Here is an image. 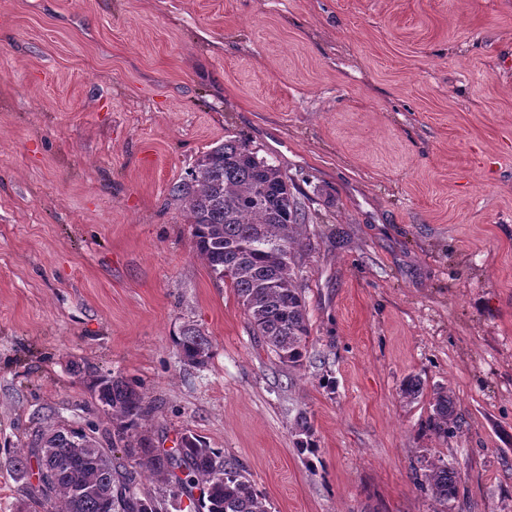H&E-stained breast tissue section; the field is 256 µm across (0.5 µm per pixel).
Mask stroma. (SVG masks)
I'll return each mask as SVG.
<instances>
[{
    "mask_svg": "<svg viewBox=\"0 0 512 512\" xmlns=\"http://www.w3.org/2000/svg\"><path fill=\"white\" fill-rule=\"evenodd\" d=\"M228 136L309 213L295 370L170 194ZM86 369L138 383L155 446L238 460L269 512H433L417 477L442 462L448 512H512V0H0V512H46L4 449L111 429ZM178 346L180 355L187 360L185 362L194 367H206L212 357L209 340L195 328H186L182 331ZM433 414L430 426L435 435L448 438V434L456 429L458 420L455 413V402L448 392L437 391L433 398Z\"/></svg>",
    "mask_w": 512,
    "mask_h": 512,
    "instance_id": "stroma-1",
    "label": "stroma"
}]
</instances>
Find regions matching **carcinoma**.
I'll return each mask as SVG.
<instances>
[{
	"mask_svg": "<svg viewBox=\"0 0 512 512\" xmlns=\"http://www.w3.org/2000/svg\"><path fill=\"white\" fill-rule=\"evenodd\" d=\"M170 193L185 203L199 256L215 278L228 280L254 340L281 364L300 367L310 336L302 241L308 215L286 174L246 141L228 138L204 152ZM178 346L194 367L212 357L209 340L194 328L182 331ZM88 378L96 401L108 408L112 447L82 429L46 428L27 447L8 450L26 495L52 504L53 512H169L185 499L188 512H268L243 467L203 436L182 435L172 452L154 447L143 430L149 407L134 382L96 372ZM457 423L452 396L436 392L434 434L446 438ZM119 447L135 467L113 455ZM144 473L164 485L160 493L141 491ZM459 481L447 464H433L420 488L440 506L436 512H445Z\"/></svg>",
	"mask_w": 512,
	"mask_h": 512,
	"instance_id": "1",
	"label": "carcinoma"
}]
</instances>
